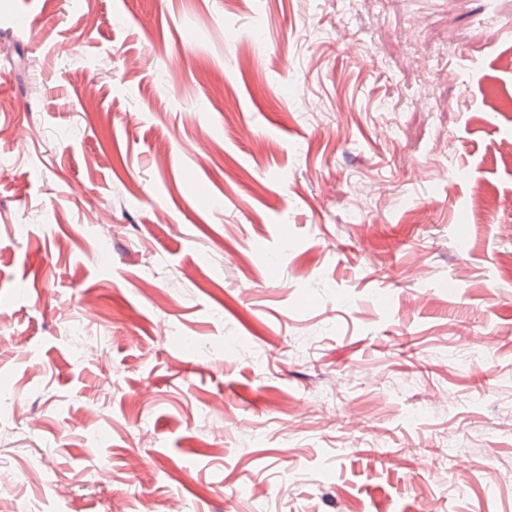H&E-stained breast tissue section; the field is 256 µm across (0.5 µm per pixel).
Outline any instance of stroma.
Returning a JSON list of instances; mask_svg holds the SVG:
<instances>
[{"mask_svg":"<svg viewBox=\"0 0 512 512\" xmlns=\"http://www.w3.org/2000/svg\"><path fill=\"white\" fill-rule=\"evenodd\" d=\"M0 128V512H512V0H0Z\"/></svg>","mask_w":512,"mask_h":512,"instance_id":"1","label":"stroma"}]
</instances>
